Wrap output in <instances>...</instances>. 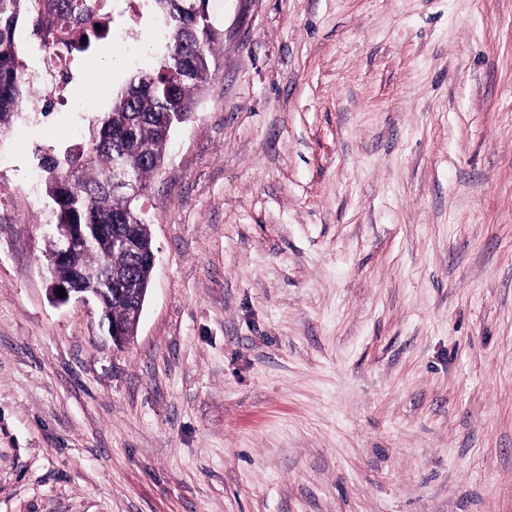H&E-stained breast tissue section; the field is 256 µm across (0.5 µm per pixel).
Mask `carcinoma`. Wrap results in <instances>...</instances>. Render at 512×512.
Masks as SVG:
<instances>
[{"label": "carcinoma", "mask_w": 512, "mask_h": 512, "mask_svg": "<svg viewBox=\"0 0 512 512\" xmlns=\"http://www.w3.org/2000/svg\"><path fill=\"white\" fill-rule=\"evenodd\" d=\"M166 30L165 52L158 67L142 72L114 94L112 110L88 126L83 142L63 156H40L42 182L56 205L59 224H76L87 241L57 264L54 278L85 293H97L106 316L121 318L126 301L110 288H147L154 251L143 208L129 195L112 193V170L133 173L139 190L164 165L172 130L190 121L219 64L216 47L224 33L212 23L208 0H148ZM37 0H0V138L8 135L28 86L19 61L17 30L36 18ZM62 44L54 51L89 57L110 35V21L95 14L89 0H56L53 12ZM106 224L133 225L134 248L114 250L102 243Z\"/></svg>", "instance_id": "carcinoma-1"}]
</instances>
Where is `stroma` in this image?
<instances>
[{
  "label": "stroma",
  "instance_id": "35a3bbf8",
  "mask_svg": "<svg viewBox=\"0 0 512 512\" xmlns=\"http://www.w3.org/2000/svg\"><path fill=\"white\" fill-rule=\"evenodd\" d=\"M135 338L48 295L38 159L156 68L116 16L0 143V512H512V0H209Z\"/></svg>",
  "mask_w": 512,
  "mask_h": 512
}]
</instances>
